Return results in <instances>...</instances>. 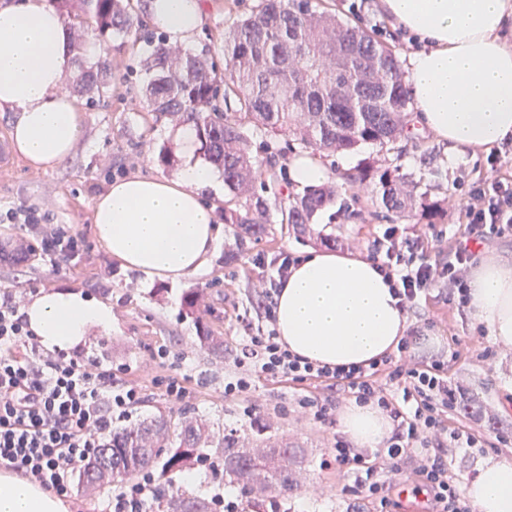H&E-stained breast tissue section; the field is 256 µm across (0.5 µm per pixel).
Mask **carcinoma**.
<instances>
[{
    "label": "carcinoma",
    "instance_id": "obj_1",
    "mask_svg": "<svg viewBox=\"0 0 512 512\" xmlns=\"http://www.w3.org/2000/svg\"><path fill=\"white\" fill-rule=\"evenodd\" d=\"M72 24L88 16L103 37L123 39L142 24L133 0H52ZM143 87L146 110L155 119L174 117L196 128L206 159L222 171L224 223L234 228L240 246L268 234L270 214L254 191L264 161L251 149L256 131L292 135L288 149L324 155L362 144L381 148L399 140L409 122V95L393 49L368 32L317 11L312 0H261L257 9L224 33V72L206 51L153 45L146 59ZM107 58L83 64L74 89L93 104L109 97ZM355 180L371 188L377 207L416 223L429 222L441 206L420 191L408 175L368 162ZM337 198L332 186H311L287 196L281 223L303 237L315 218ZM251 441L231 430L220 438L193 418L173 429L163 415L112 432V440L94 462L83 467L80 481L104 486L132 479L161 465L156 512H207L205 499L175 486L173 473L203 457L206 448L224 453V473L249 491L256 472L267 493L286 494L293 487L288 460L295 454L288 440L266 434L256 421Z\"/></svg>",
    "mask_w": 512,
    "mask_h": 512
}]
</instances>
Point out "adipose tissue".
<instances>
[{
	"label": "adipose tissue",
	"instance_id": "adipose-tissue-1",
	"mask_svg": "<svg viewBox=\"0 0 512 512\" xmlns=\"http://www.w3.org/2000/svg\"><path fill=\"white\" fill-rule=\"evenodd\" d=\"M394 24L421 43L407 84L419 124L463 156L512 140V0H382ZM148 19L170 42H190L205 20L203 0H149ZM70 31L48 0L0 4V112L14 113L19 153L39 167L68 158L81 131L74 99L62 91L74 68ZM175 137L187 158L175 177L115 180L94 206L98 242L123 267L149 280L179 282L205 272L222 238L207 193L213 169L195 161L193 125ZM470 307L492 342L512 348V262L485 259L469 281ZM24 313L41 344L70 350L90 328L112 327V307L68 289L38 293ZM279 340L320 365L369 364L396 350L407 316L387 280L365 257L311 250L276 296ZM340 425L361 448L381 447L391 421L372 405L351 404ZM475 512H512V462L479 468L464 486ZM0 512H68L51 490L0 472Z\"/></svg>",
	"mask_w": 512,
	"mask_h": 512
}]
</instances>
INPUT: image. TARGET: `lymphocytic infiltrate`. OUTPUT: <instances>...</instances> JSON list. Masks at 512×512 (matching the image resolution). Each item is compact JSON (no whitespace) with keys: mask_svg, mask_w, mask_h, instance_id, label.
<instances>
[{"mask_svg":"<svg viewBox=\"0 0 512 512\" xmlns=\"http://www.w3.org/2000/svg\"><path fill=\"white\" fill-rule=\"evenodd\" d=\"M465 224L445 261L430 260L421 237L387 227L374 259L388 277L405 311H413L430 291H444L449 303L470 301L469 272L474 249L495 236L512 235V181H473L461 200ZM0 223L24 224L41 237L49 256L74 259L78 239L42 223L33 207L10 209ZM418 336L409 331L395 353L363 366L330 367L291 354L275 330L257 328L235 361L236 370L224 385L228 396L248 393L257 377L297 383L321 381L344 391L356 404H373L392 421L384 447L369 450L336 440L337 467L350 478L342 489L349 512L359 502L385 512L389 499L379 471L397 476L401 463L418 491L429 497V512H474L470 500L448 473L447 451L478 448L485 440L473 429L447 430L444 418L457 405L459 388L448 378L443 355L431 361L417 356ZM140 387L83 356L46 353L29 329L22 302L11 292L0 294V468L70 497L78 468L93 461L112 436V421L140 403ZM150 474H142L113 496L109 512H143L157 496Z\"/></svg>","mask_w":512,"mask_h":512,"instance_id":"lymphocytic-infiltrate-1","label":"lymphocytic infiltrate"}]
</instances>
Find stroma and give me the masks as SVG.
I'll return each instance as SVG.
<instances>
[{"label":"stroma","instance_id":"35a3bbf8","mask_svg":"<svg viewBox=\"0 0 512 512\" xmlns=\"http://www.w3.org/2000/svg\"><path fill=\"white\" fill-rule=\"evenodd\" d=\"M259 0H206V17L199 34L188 48H209L216 61L224 59V33ZM321 10L357 24L397 54L402 69H409L415 53L413 40L394 26L380 6V0H364L362 8L352 9V0H319ZM158 29L134 32L123 40L102 39L95 27L85 34L88 55L104 49L112 66V96L104 104L87 106L77 99L84 119L80 137L64 162L51 169L34 167L25 157H17L14 167L0 171V212L25 204L46 209L50 224L59 226L80 240V248L70 263L55 265L50 258L33 251L28 260L15 262L14 246L25 235L15 225L0 226V290L30 296L39 291L71 288L112 307V328H91L79 354L102 366H125L127 382L141 387L145 401L127 418L114 421L113 429L136 424L159 414L172 424L183 415L206 422L212 433L234 429L240 436L251 433L254 420L266 423L271 431L286 434L298 445L296 469L299 481L288 499H246L236 485L224 479V457L220 449H207L205 463L187 466L196 477L187 492L205 499L215 494L238 500L244 512H346L348 502L342 493L347 477L336 467L331 450L342 436L340 417L350 399L343 392L328 391L317 382L295 383L285 379L256 380L252 390L238 397L224 394V378L234 371L251 328L264 322L262 295L264 282L281 254L294 256L320 249L314 239H299L271 224L262 239L238 248L232 232L224 238L202 275L178 284L143 282L140 274L123 268L98 243L93 230L94 204L112 180L131 174L172 176L183 166L184 157L173 137L174 122L155 120L145 111L141 88L145 73L141 61L151 48L152 39L161 38ZM175 152V163L165 166L157 156L161 149ZM498 169H491L486 155L457 157L430 133H404L394 149L383 150L364 144L357 150L325 157L324 163L335 174L340 188L336 204L316 219L315 231L334 235L335 249L341 253L371 255L376 240L396 218L377 213L369 194L348 182L363 162L377 160L389 169L413 175L432 199L442 201L443 214L432 224L405 221L409 231L425 241L441 239L450 249L449 226L458 224V198L449 194L458 181L473 182L491 172L512 176V142ZM239 251L233 263H225V253ZM193 288L206 289L205 307L185 315L182 299ZM418 327L423 340L418 348L422 358L443 351L448 355V377L464 392L463 404L448 412L449 429L474 428L485 435L512 434V407L504 401L512 393V349L494 344L484 326L471 311L449 305L443 297L428 294L421 299L418 317L407 320ZM224 339V354L217 357L202 348L203 334ZM167 358H159V351ZM183 380L189 394L184 401L172 402L162 394L169 378ZM299 395L331 396L333 410L328 420L319 422L294 405ZM511 460L512 446L498 450L472 448L448 454V469L457 483L472 478L489 461Z\"/></svg>","mask_w":512,"mask_h":512}]
</instances>
